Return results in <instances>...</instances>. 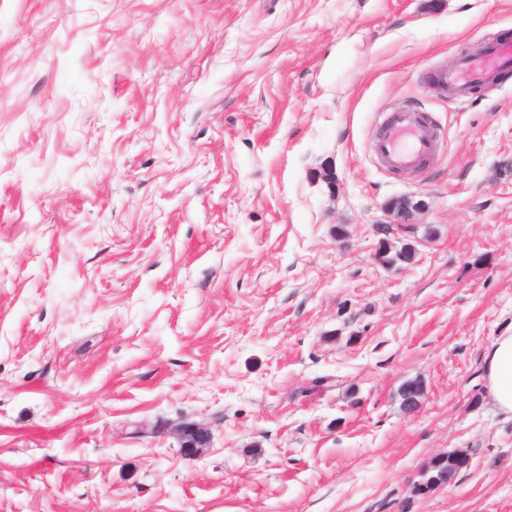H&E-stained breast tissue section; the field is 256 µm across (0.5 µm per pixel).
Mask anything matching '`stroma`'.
I'll return each mask as SVG.
<instances>
[{"mask_svg": "<svg viewBox=\"0 0 512 512\" xmlns=\"http://www.w3.org/2000/svg\"><path fill=\"white\" fill-rule=\"evenodd\" d=\"M511 33L512 0H0V512H512V77L422 79ZM398 102L445 131L425 171L369 151ZM387 212L390 220L382 224L381 229L389 235L395 230H403L407 228V224H411L413 206L407 199H399L390 202L387 205ZM488 393L503 412H512V332L498 336L484 357ZM177 431L181 448H184L190 454L198 452L199 448H206L209 443L208 431L199 425L179 426Z\"/></svg>", "mask_w": 512, "mask_h": 512, "instance_id": "35a3bbf8", "label": "stroma"}]
</instances>
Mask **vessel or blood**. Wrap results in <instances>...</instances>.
Listing matches in <instances>:
<instances>
[{
  "label": "vessel or blood",
  "instance_id": "b4317fda",
  "mask_svg": "<svg viewBox=\"0 0 512 512\" xmlns=\"http://www.w3.org/2000/svg\"><path fill=\"white\" fill-rule=\"evenodd\" d=\"M508 70H512V41L502 40L459 53L455 66L440 70L436 81L463 102L471 97L473 86L493 81ZM440 139L427 114L399 108L385 120L375 152L389 169L410 170L433 155Z\"/></svg>",
  "mask_w": 512,
  "mask_h": 512
}]
</instances>
